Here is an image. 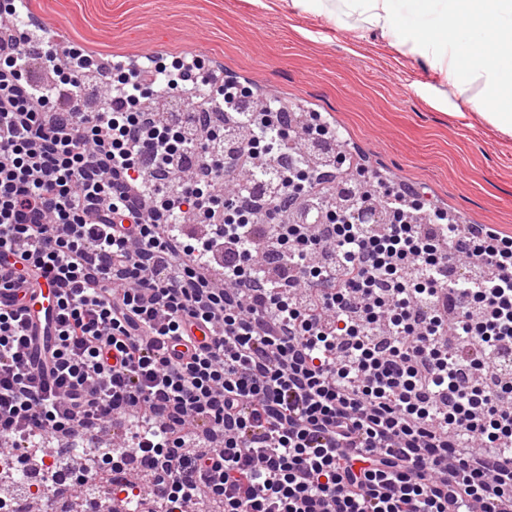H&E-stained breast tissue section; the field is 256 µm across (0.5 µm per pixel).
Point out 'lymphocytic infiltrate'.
<instances>
[{
  "instance_id": "1",
  "label": "lymphocytic infiltrate",
  "mask_w": 512,
  "mask_h": 512,
  "mask_svg": "<svg viewBox=\"0 0 512 512\" xmlns=\"http://www.w3.org/2000/svg\"><path fill=\"white\" fill-rule=\"evenodd\" d=\"M164 76L205 88L244 148L157 111L149 71L0 27V444L122 427L158 461L157 512H512V235L383 180L360 196L379 229L322 208L345 154L305 162L195 57ZM257 159L278 173L262 211L239 176ZM34 274L58 291L41 366L17 296ZM189 322L209 344L172 355Z\"/></svg>"
}]
</instances>
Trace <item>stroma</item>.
Listing matches in <instances>:
<instances>
[{"mask_svg": "<svg viewBox=\"0 0 512 512\" xmlns=\"http://www.w3.org/2000/svg\"><path fill=\"white\" fill-rule=\"evenodd\" d=\"M41 24L99 57L203 54L288 111L335 120L362 180L404 181L463 224L512 233V136L428 102L440 76L382 40L254 0H33Z\"/></svg>", "mask_w": 512, "mask_h": 512, "instance_id": "35a3bbf8", "label": "stroma"}]
</instances>
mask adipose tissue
Instances as JSON below:
<instances>
[{"label":"adipose tissue","mask_w":512,"mask_h":512,"mask_svg":"<svg viewBox=\"0 0 512 512\" xmlns=\"http://www.w3.org/2000/svg\"><path fill=\"white\" fill-rule=\"evenodd\" d=\"M375 31L443 75L454 108L512 135V0H269Z\"/></svg>","instance_id":"ef3b65f1"}]
</instances>
